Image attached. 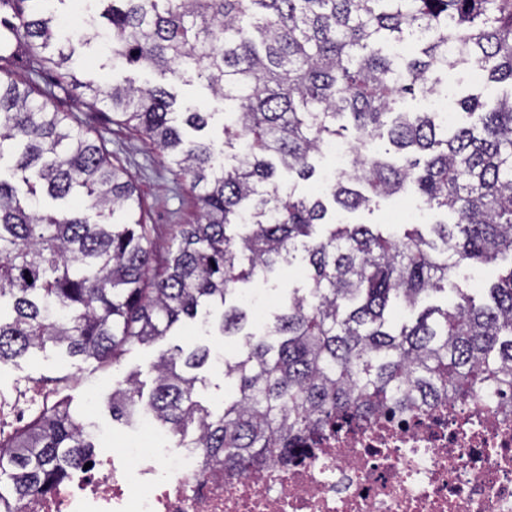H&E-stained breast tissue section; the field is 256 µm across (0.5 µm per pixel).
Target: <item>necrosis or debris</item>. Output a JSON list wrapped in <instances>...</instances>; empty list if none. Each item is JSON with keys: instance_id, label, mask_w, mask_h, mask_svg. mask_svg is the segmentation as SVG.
<instances>
[{"instance_id": "obj_1", "label": "necrosis or debris", "mask_w": 512, "mask_h": 512, "mask_svg": "<svg viewBox=\"0 0 512 512\" xmlns=\"http://www.w3.org/2000/svg\"><path fill=\"white\" fill-rule=\"evenodd\" d=\"M19 512H512V403L433 401L325 432L312 455L246 473L194 448L129 443Z\"/></svg>"}]
</instances>
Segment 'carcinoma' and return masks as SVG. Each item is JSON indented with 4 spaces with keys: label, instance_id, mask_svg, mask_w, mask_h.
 <instances>
[{
    "label": "carcinoma",
    "instance_id": "1",
    "mask_svg": "<svg viewBox=\"0 0 512 512\" xmlns=\"http://www.w3.org/2000/svg\"><path fill=\"white\" fill-rule=\"evenodd\" d=\"M55 1L64 2L0 0L13 12L0 52V162L22 144L11 179L0 177V365L49 344L114 364L218 304L221 334H245L237 359L224 362L238 395L222 414L194 400L195 371L212 359L206 345L160 355L148 400L132 373L107 405L128 423L149 412L175 433L196 424L184 447L237 473L288 457L349 413L489 392L512 402V266L488 303L456 288L452 306H422L453 270L512 256V95L488 111L463 98L476 121L451 133L434 112L396 111L408 94L437 92L438 73L464 62L512 86V0H94L112 57L195 79L234 106L218 142L200 135L211 113L166 88L82 81L74 48L44 55ZM407 40L414 52L404 59L383 52ZM44 69L56 71L58 89H83L86 107L106 104L112 121L190 177L198 217L176 225L165 253L126 169L76 113L50 106L54 90L35 87L30 75ZM336 138L365 149L385 138L399 157L358 154L319 195L283 191L279 170L311 179L313 158ZM410 185L445 215L430 225L432 240L415 224L395 235L329 218L331 208L369 210ZM73 195L94 215L43 205ZM297 260L308 285L292 289L263 336L244 332L237 284ZM399 306L410 317L392 325ZM93 447L64 397L36 405L23 427L0 429L9 490L0 512L52 488Z\"/></svg>",
    "mask_w": 512,
    "mask_h": 512
}]
</instances>
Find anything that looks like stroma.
Returning a JSON list of instances; mask_svg holds the SVG:
<instances>
[{
  "mask_svg": "<svg viewBox=\"0 0 512 512\" xmlns=\"http://www.w3.org/2000/svg\"><path fill=\"white\" fill-rule=\"evenodd\" d=\"M62 18L67 36L77 46L75 68L80 78L103 84L131 82L143 87L164 86L177 93L179 99L192 101L202 111L213 113L208 134L215 139L221 137L224 103L214 99L203 84L195 80L177 81L151 68L130 66L108 58L99 44L88 41L93 28L87 0H67ZM440 79V91L452 100L477 94L492 106L512 93V85L472 81L461 71L441 74ZM52 104L61 111L79 113L90 138L124 165L141 193L145 220L154 228L158 248L167 250L174 225L187 223L197 215L188 178L180 175L171 157L162 154L138 133L113 123L111 113L82 108L76 92L58 93ZM404 213L414 224H431L440 218L439 213L424 209L419 198L409 192L380 200L372 210L343 214L342 219L351 223L397 225ZM302 285L303 279L294 268L284 266L269 280L258 279L245 284L244 291L259 299L267 316L271 317L287 300L289 291ZM243 342V337L224 336L216 331L203 336L196 323L185 320L163 340L132 349L120 364L111 367L100 366L91 359L69 357L64 349L53 346L32 352L0 365V426L8 431L22 426L23 415L14 404L17 394L26 393L28 401L34 403L39 401L42 392L54 390L69 399L74 412L94 432L98 447H115L122 439L138 435L136 424L113 421L106 406L113 387L127 374L138 373L143 390L148 393L154 386L152 363L173 346L188 348L204 343L223 353L231 362L237 358ZM198 375L203 383L196 390L197 400L211 411H222L225 401L236 394L235 380L225 377L223 366L213 362L199 369Z\"/></svg>",
  "mask_w": 512,
  "mask_h": 512,
  "instance_id": "obj_1",
  "label": "stroma"
}]
</instances>
